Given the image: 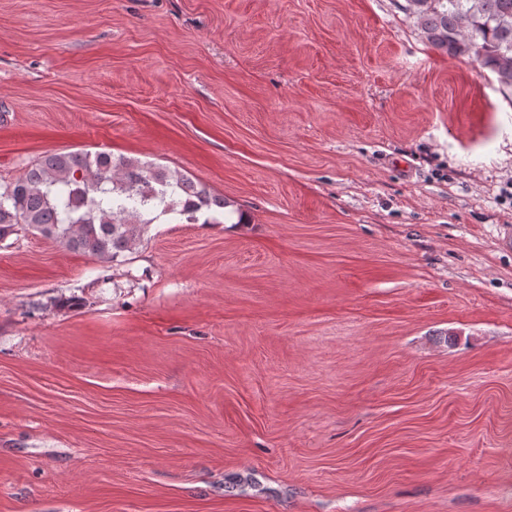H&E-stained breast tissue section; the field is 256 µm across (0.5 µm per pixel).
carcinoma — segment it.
I'll list each match as a JSON object with an SVG mask.
<instances>
[{
	"label": "carcinoma",
	"instance_id": "carcinoma-1",
	"mask_svg": "<svg viewBox=\"0 0 512 512\" xmlns=\"http://www.w3.org/2000/svg\"><path fill=\"white\" fill-rule=\"evenodd\" d=\"M427 43L473 58L512 91V0H408ZM232 202L201 181L106 151L50 152L0 184V242L33 230L69 250L116 261L162 218L218 224Z\"/></svg>",
	"mask_w": 512,
	"mask_h": 512
}]
</instances>
